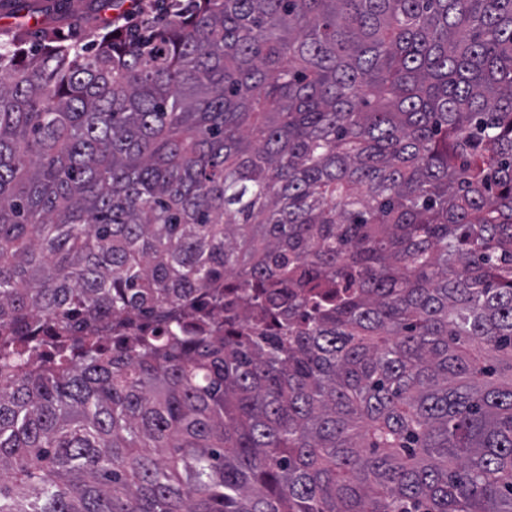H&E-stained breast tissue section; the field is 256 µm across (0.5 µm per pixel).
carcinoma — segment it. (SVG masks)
<instances>
[{
	"instance_id": "1",
	"label": "carcinoma",
	"mask_w": 512,
	"mask_h": 512,
	"mask_svg": "<svg viewBox=\"0 0 512 512\" xmlns=\"http://www.w3.org/2000/svg\"><path fill=\"white\" fill-rule=\"evenodd\" d=\"M176 4L0 45V512H512V0Z\"/></svg>"
}]
</instances>
